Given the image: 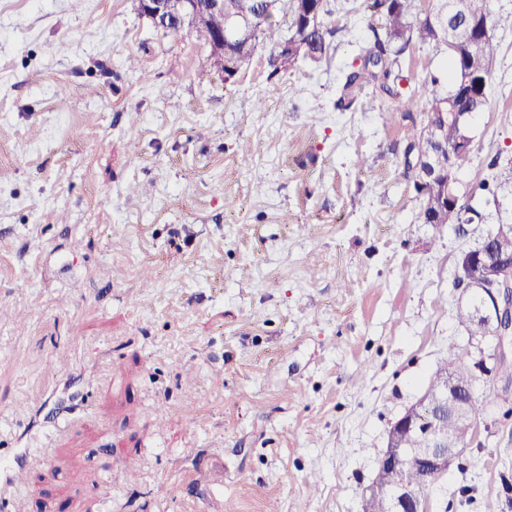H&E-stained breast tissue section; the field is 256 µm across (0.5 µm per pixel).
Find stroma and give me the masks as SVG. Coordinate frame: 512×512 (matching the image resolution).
I'll list each match as a JSON object with an SVG mask.
<instances>
[{
	"label": "stroma",
	"mask_w": 512,
	"mask_h": 512,
	"mask_svg": "<svg viewBox=\"0 0 512 512\" xmlns=\"http://www.w3.org/2000/svg\"><path fill=\"white\" fill-rule=\"evenodd\" d=\"M329 7V64L277 74L264 45L228 83L134 0H0V452L29 463L4 512H363L388 428L466 340L456 257L484 227L420 221L394 146L424 102L336 111L372 17ZM495 35L464 187L512 158ZM477 391L496 402L430 512H512V386Z\"/></svg>",
	"instance_id": "obj_1"
}]
</instances>
